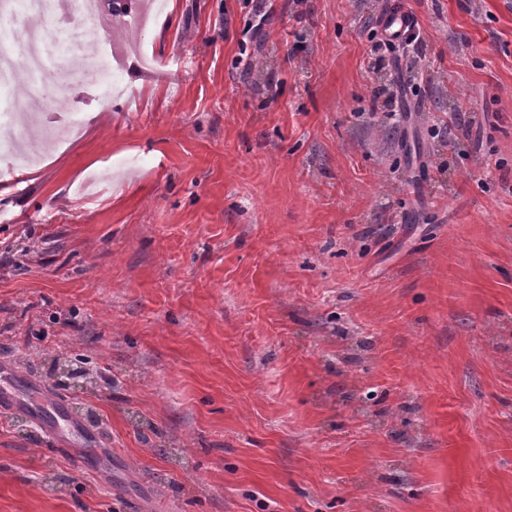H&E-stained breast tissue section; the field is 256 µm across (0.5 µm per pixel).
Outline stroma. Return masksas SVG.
<instances>
[{
	"instance_id": "1",
	"label": "stroma",
	"mask_w": 512,
	"mask_h": 512,
	"mask_svg": "<svg viewBox=\"0 0 512 512\" xmlns=\"http://www.w3.org/2000/svg\"><path fill=\"white\" fill-rule=\"evenodd\" d=\"M400 4L423 38L365 60ZM167 0L0 178V512H512V0ZM0 408L2 411H30L41 413V411L29 402L22 400L15 388L1 384L0 386Z\"/></svg>"
}]
</instances>
